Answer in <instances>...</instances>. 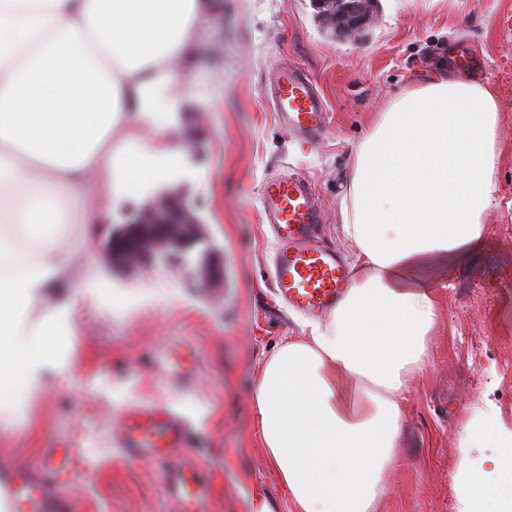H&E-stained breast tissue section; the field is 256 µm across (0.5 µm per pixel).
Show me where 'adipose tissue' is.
<instances>
[{
	"label": "adipose tissue",
	"mask_w": 512,
	"mask_h": 512,
	"mask_svg": "<svg viewBox=\"0 0 512 512\" xmlns=\"http://www.w3.org/2000/svg\"><path fill=\"white\" fill-rule=\"evenodd\" d=\"M208 0H0V411L66 370L69 304L33 308L75 256L72 216L99 192L134 195L183 156L159 129ZM498 94L452 61L396 97L358 145L341 200L357 247L344 299L280 341L252 396L291 512H374L397 464L402 398L425 369L448 284L430 277L487 243L501 157ZM502 449L469 471L470 512H512V431L477 412L462 448Z\"/></svg>",
	"instance_id": "1"
}]
</instances>
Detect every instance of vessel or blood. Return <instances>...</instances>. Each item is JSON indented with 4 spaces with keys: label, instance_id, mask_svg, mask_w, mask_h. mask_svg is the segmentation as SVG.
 Here are the masks:
<instances>
[{
    "label": "vessel or blood",
    "instance_id": "vessel-or-blood-1",
    "mask_svg": "<svg viewBox=\"0 0 512 512\" xmlns=\"http://www.w3.org/2000/svg\"><path fill=\"white\" fill-rule=\"evenodd\" d=\"M270 96L279 122L298 140L312 142L326 129L328 114L312 82L292 68L274 73ZM261 217L278 243L272 257V279L290 307L317 319L343 299L350 280L345 258L320 240V209L310 182L284 175L268 179L261 194ZM119 441L129 458L168 465L187 446L182 423L161 406L126 410ZM73 473L70 454L51 448L39 471L19 465L7 479L12 512H69L59 489ZM169 486L181 512H201L209 480L199 472L169 467Z\"/></svg>",
    "mask_w": 512,
    "mask_h": 512
}]
</instances>
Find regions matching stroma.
Segmentation results:
<instances>
[{
  "mask_svg": "<svg viewBox=\"0 0 512 512\" xmlns=\"http://www.w3.org/2000/svg\"><path fill=\"white\" fill-rule=\"evenodd\" d=\"M211 2L184 68L187 94L161 123L173 141L199 147L165 186L202 217L191 257L209 250L221 273L207 288L161 262L129 277L101 254L86 255L84 227L74 225L66 246L77 258L35 310L46 317L73 300L75 334L59 350L67 369L0 415V497L14 466L39 470L47 450L67 442L93 470L60 490L75 512H179L166 473L128 461L118 439L125 409L161 405L192 438L176 465L211 479L207 512H289L258 443L252 388L260 363L305 327L271 286L276 244L260 219L262 186L286 172L308 177L325 242L353 255L339 203L358 144L392 99L462 54L499 93V204L486 216L487 246L467 267L435 273L452 286L432 358L405 397L398 464L376 512H468L462 469L492 451L477 444L461 453L466 421L480 406L512 430V0H378L365 32L346 39L324 34L310 0ZM279 66L301 71L321 93L329 125L318 141L294 140L266 103ZM93 283L96 294L83 296ZM177 348L191 353L189 373L161 362Z\"/></svg>",
  "mask_w": 512,
  "mask_h": 512,
  "instance_id": "stroma-1",
  "label": "stroma"
}]
</instances>
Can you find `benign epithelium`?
<instances>
[{
    "label": "benign epithelium",
    "instance_id": "obj_1",
    "mask_svg": "<svg viewBox=\"0 0 512 512\" xmlns=\"http://www.w3.org/2000/svg\"><path fill=\"white\" fill-rule=\"evenodd\" d=\"M376 0H312L318 18L338 38L351 36L366 28L372 19ZM201 220L186 199L169 191L152 194L148 208L122 224L120 230L103 244L108 264L130 275L156 261L179 256L198 239ZM187 274L202 284L219 275L209 261L198 265L185 263Z\"/></svg>",
    "mask_w": 512,
    "mask_h": 512
}]
</instances>
